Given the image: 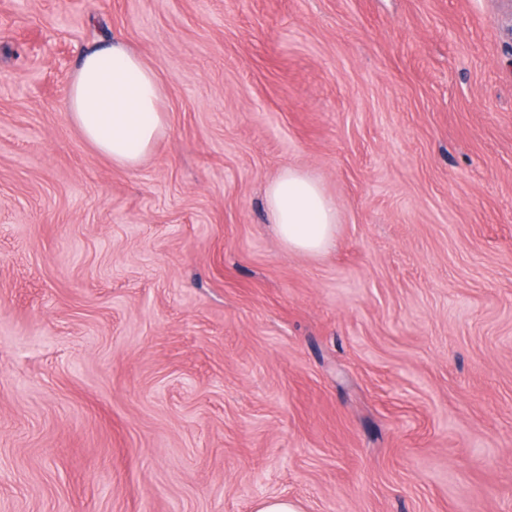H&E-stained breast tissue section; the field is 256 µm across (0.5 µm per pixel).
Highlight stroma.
Returning a JSON list of instances; mask_svg holds the SVG:
<instances>
[{
    "instance_id": "35a3bbf8",
    "label": "stroma",
    "mask_w": 512,
    "mask_h": 512,
    "mask_svg": "<svg viewBox=\"0 0 512 512\" xmlns=\"http://www.w3.org/2000/svg\"><path fill=\"white\" fill-rule=\"evenodd\" d=\"M511 12L0 0V512H512ZM111 42L167 114L134 170L64 112ZM266 204L273 231L288 249L318 255L333 246L336 204L300 170L285 169L270 182Z\"/></svg>"
}]
</instances>
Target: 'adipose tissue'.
<instances>
[{
  "instance_id": "ef3b65f1",
  "label": "adipose tissue",
  "mask_w": 512,
  "mask_h": 512,
  "mask_svg": "<svg viewBox=\"0 0 512 512\" xmlns=\"http://www.w3.org/2000/svg\"><path fill=\"white\" fill-rule=\"evenodd\" d=\"M152 68L122 44L85 54L65 99L68 121L98 153L137 168L167 125ZM274 233L290 250L318 255L335 241L336 204L319 184L288 168L266 189Z\"/></svg>"
}]
</instances>
